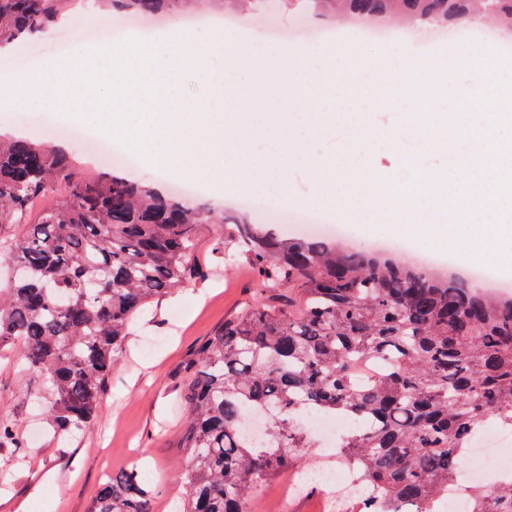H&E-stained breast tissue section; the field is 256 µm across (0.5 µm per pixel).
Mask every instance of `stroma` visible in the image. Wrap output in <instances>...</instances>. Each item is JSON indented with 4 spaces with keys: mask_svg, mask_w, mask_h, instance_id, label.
Here are the masks:
<instances>
[{
    "mask_svg": "<svg viewBox=\"0 0 512 512\" xmlns=\"http://www.w3.org/2000/svg\"><path fill=\"white\" fill-rule=\"evenodd\" d=\"M191 17L200 19L195 30L197 45L209 40L207 20L234 19L236 26L227 30L235 39L236 29L249 27L254 60H262L274 45L266 41L267 30L284 32L283 44L294 50L315 46V36L324 31H345L343 45L347 61L386 57L397 51L391 40L394 32L405 31L402 19L391 17L380 22L383 36L365 39L353 35L354 19L313 9L288 8L281 0L270 7L250 6L240 11L230 0H196ZM177 12L156 17L130 18L103 9L99 0H88L87 7L73 8L68 21L85 19L90 25H105L119 30L128 25L155 32L170 27ZM22 134L42 143H55L70 160L87 175H111L113 169L73 140L50 139L42 125L19 124L15 111L0 110V135ZM274 185L263 190H245L225 197L219 187H197L182 194L189 207L204 206L228 222L256 224L275 228L281 235L301 236L298 225L279 219L281 207L271 205ZM220 225H208L196 253L200 269L198 279L172 290L159 302L148 306L131 325L120 364L113 370L101 409L96 419L81 430L60 433L47 419L45 380L25 371L19 357H0V416L8 417L19 439L18 446L0 447V471L7 474L0 484V512H17L18 505L36 496L46 474H53L59 497L55 512H88L91 501L105 481L107 471L138 468L145 484L153 492L155 512H178L184 485L179 466L177 439L182 415L177 404L180 368L185 357L196 346L234 316L241 302L255 293L257 276L248 263L226 264L215 250ZM359 241L370 252L401 240L392 226L375 219L363 223L348 219L339 246ZM404 241V240H401ZM414 258L444 257L458 276L470 277L461 266L460 254L428 245L423 238L404 241Z\"/></svg>",
    "mask_w": 512,
    "mask_h": 512,
    "instance_id": "35a3bbf8",
    "label": "stroma"
}]
</instances>
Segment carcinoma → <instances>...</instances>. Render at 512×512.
<instances>
[{
    "label": "carcinoma",
    "instance_id": "1",
    "mask_svg": "<svg viewBox=\"0 0 512 512\" xmlns=\"http://www.w3.org/2000/svg\"><path fill=\"white\" fill-rule=\"evenodd\" d=\"M73 0H0V43L55 24ZM184 0H112L153 15ZM352 15L449 22L473 14L512 24V0H306ZM65 193L33 214L35 201ZM206 208H189L127 177L88 178L50 146L0 139V233L17 269L0 294V353L19 352L48 385L62 432L99 412L135 316L197 275L194 247ZM242 251L260 295L184 360L185 496L180 512H254L258 487L300 466L316 447L298 423L304 405L343 419L338 463L352 462L363 492L355 512H435L474 429L512 431V298L385 253L320 238H284L254 224L224 229L218 247ZM380 376L360 380L363 366ZM270 411L271 448L246 412ZM471 512H512V480L465 490ZM89 512H153L137 468L112 474Z\"/></svg>",
    "mask_w": 512,
    "mask_h": 512
}]
</instances>
